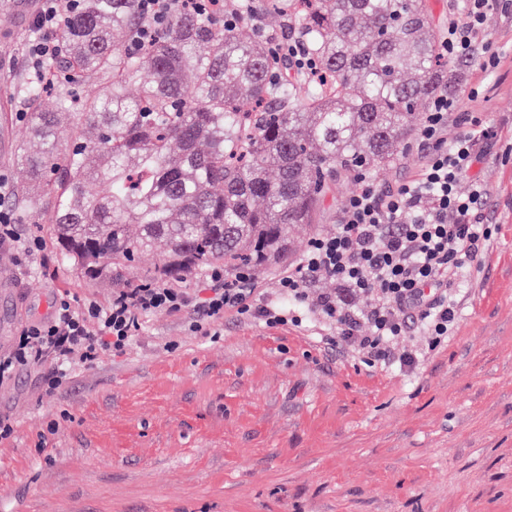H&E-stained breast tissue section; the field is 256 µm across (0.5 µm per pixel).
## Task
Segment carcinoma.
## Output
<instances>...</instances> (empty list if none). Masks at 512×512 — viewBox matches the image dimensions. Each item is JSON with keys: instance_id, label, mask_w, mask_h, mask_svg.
<instances>
[{"instance_id": "cac0c4a2", "label": "carcinoma", "mask_w": 512, "mask_h": 512, "mask_svg": "<svg viewBox=\"0 0 512 512\" xmlns=\"http://www.w3.org/2000/svg\"><path fill=\"white\" fill-rule=\"evenodd\" d=\"M234 26L177 12L137 53V0H81L44 79L15 85L55 106L28 115L18 202L41 211L56 248L94 279L160 251L147 277L222 262L262 268L288 254L343 180L394 163L416 108L456 69L429 0H224ZM276 16L319 64L314 79L243 26ZM145 67L151 82L135 84ZM91 82L81 98L68 85Z\"/></svg>"}]
</instances>
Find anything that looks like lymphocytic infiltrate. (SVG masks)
Listing matches in <instances>:
<instances>
[{"label": "lymphocytic infiltrate", "instance_id": "obj_1", "mask_svg": "<svg viewBox=\"0 0 512 512\" xmlns=\"http://www.w3.org/2000/svg\"><path fill=\"white\" fill-rule=\"evenodd\" d=\"M462 2L461 12L448 21L443 47L454 59L477 61L482 71L495 69L499 56L481 38L491 0ZM73 6L74 0H38L26 46L33 75H41L44 62L59 52L57 31ZM138 7L148 24L129 40L131 52L153 39L172 12L189 7L220 15L224 0H138ZM452 117L464 130L450 141L445 133ZM487 133L480 116L459 111L455 97L435 95L415 133L416 174L384 190L358 178L335 230L311 237L302 257L279 273L275 286L289 310L263 303L248 268L229 278L220 265L209 267L203 297L164 278L116 289L104 305L60 292L51 314L25 324L0 354V383L49 361L53 368L43 390L54 394L75 370L94 366L104 354H122L146 314L189 308L197 313L189 325L194 333L227 314L275 327L301 323L303 312H313L335 323L338 344L377 361L395 359L401 370L413 371L418 353L393 355L394 344L413 328L426 333L432 350L447 339L457 316L450 288L492 236L481 215L486 188L468 176L479 158L477 138ZM2 244L11 245L19 265L44 247L41 237L19 233L13 212L0 207ZM322 277L335 282V292L314 293Z\"/></svg>", "mask_w": 512, "mask_h": 512}]
</instances>
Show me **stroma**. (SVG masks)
Here are the masks:
<instances>
[{
  "label": "stroma",
  "instance_id": "obj_1",
  "mask_svg": "<svg viewBox=\"0 0 512 512\" xmlns=\"http://www.w3.org/2000/svg\"><path fill=\"white\" fill-rule=\"evenodd\" d=\"M26 2L0 8V172L13 185L25 177L14 86L27 70ZM484 39L498 67L483 76L465 63L447 88L493 134L472 175L494 231L454 286L447 342L399 339L395 353L425 352L406 373L333 345V325L313 313L277 328L228 315L204 336L188 314L154 312L122 355L55 394L42 366L0 386L14 423L0 442V512H512V17L492 10ZM354 188L327 196L289 261L334 230ZM15 214L45 247L22 266L0 251V352L58 292L104 304L113 290L63 260L37 214Z\"/></svg>",
  "mask_w": 512,
  "mask_h": 512
}]
</instances>
